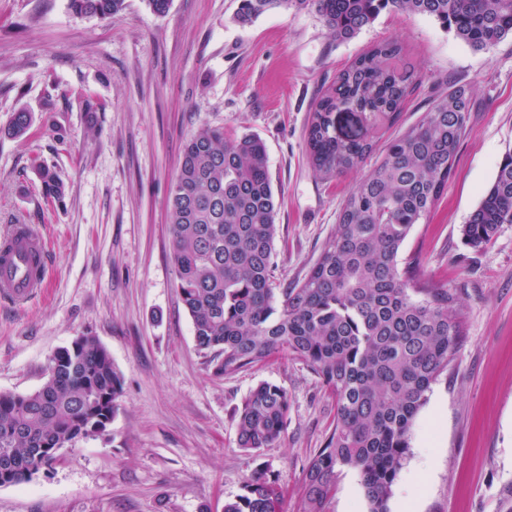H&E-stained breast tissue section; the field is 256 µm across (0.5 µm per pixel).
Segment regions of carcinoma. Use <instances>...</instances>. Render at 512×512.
I'll list each match as a JSON object with an SVG mask.
<instances>
[{
	"label": "carcinoma",
	"instance_id": "cac0c4a2",
	"mask_svg": "<svg viewBox=\"0 0 512 512\" xmlns=\"http://www.w3.org/2000/svg\"><path fill=\"white\" fill-rule=\"evenodd\" d=\"M125 0H69L78 17L110 18ZM313 9L333 35L355 36L384 10L433 17L476 50L512 35V0H240L238 22L276 9ZM396 42L356 58L318 102L307 130L314 168L347 173L373 151L366 134H336V111L361 115L364 129L401 112L414 72L396 67ZM89 120L104 111L80 95ZM471 112L470 92L457 87L407 133L349 194L336 231L304 279L273 288L276 198L267 150L257 137L224 139L202 127L188 138L170 190L171 259L196 346L210 351L212 372L232 377L280 355L305 362L334 398L336 414L323 447L305 469L304 512H323L336 471L360 474L369 512H388V500L409 448L414 417L431 385L457 353L461 309L444 288H429L399 269L398 255L415 225L426 220L450 176ZM31 114L13 112L8 132L31 127ZM48 203L66 185L57 171L33 165ZM512 224V152L463 227L481 249ZM426 299L416 300L414 295ZM122 377L107 350L84 337L75 357L60 360L55 376L27 394L0 393V472L15 483L34 478L50 461L45 449L71 439L79 424L117 410ZM289 407L284 387L262 381L237 412L239 447L247 453L282 439ZM284 494L267 469L248 478L224 512H283Z\"/></svg>",
	"mask_w": 512,
	"mask_h": 512
}]
</instances>
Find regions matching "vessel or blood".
<instances>
[{"label": "vessel or blood", "instance_id": "1", "mask_svg": "<svg viewBox=\"0 0 512 512\" xmlns=\"http://www.w3.org/2000/svg\"><path fill=\"white\" fill-rule=\"evenodd\" d=\"M48 266V254L42 235L21 226L12 242L0 248V297L24 302L41 288Z\"/></svg>", "mask_w": 512, "mask_h": 512}]
</instances>
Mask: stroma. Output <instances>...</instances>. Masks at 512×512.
<instances>
[{
	"instance_id": "1",
	"label": "stroma",
	"mask_w": 512,
	"mask_h": 512,
	"mask_svg": "<svg viewBox=\"0 0 512 512\" xmlns=\"http://www.w3.org/2000/svg\"><path fill=\"white\" fill-rule=\"evenodd\" d=\"M239 0H171L154 14L125 0L108 19L80 18L68 0H0V233L32 224L48 271L21 306L0 301V392L26 394L50 358L80 336L107 349L122 376L104 435L75 441L31 481L0 486V512H224L265 466L303 512L309 459L335 409L306 364L290 356L224 378L197 349L170 260V188L184 141L204 126L266 145L278 203L274 285L301 281L336 230L354 186L386 142L416 125L448 91H472L471 118L448 184L400 249V267L463 306V340L413 421L389 512H512V224L469 246L462 228L512 151V38L475 50L435 18L385 11L350 39L310 9L252 24ZM394 41L416 85L375 151L335 178L313 168L306 135L337 74ZM105 105L87 119L77 94ZM31 112L21 137L13 112ZM69 187L50 205L33 158ZM287 389L282 440L247 455L236 410L251 388ZM324 512H368L358 473L337 471Z\"/></svg>"
}]
</instances>
